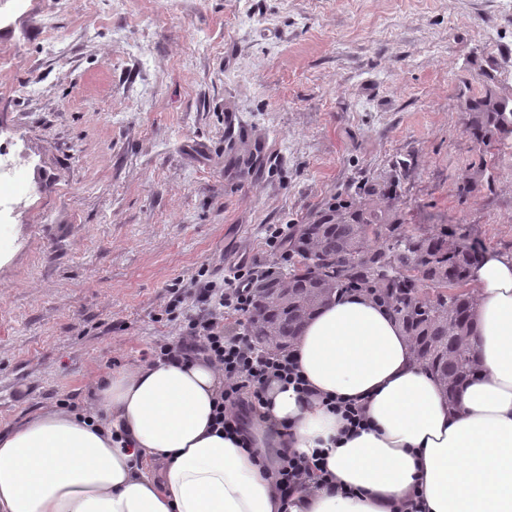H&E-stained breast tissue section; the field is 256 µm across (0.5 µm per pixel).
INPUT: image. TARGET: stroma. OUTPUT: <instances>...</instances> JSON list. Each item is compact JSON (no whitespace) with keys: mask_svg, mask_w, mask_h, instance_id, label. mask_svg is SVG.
Instances as JSON below:
<instances>
[{"mask_svg":"<svg viewBox=\"0 0 512 512\" xmlns=\"http://www.w3.org/2000/svg\"><path fill=\"white\" fill-rule=\"evenodd\" d=\"M0 150L29 187L0 226V433L177 330L169 284L239 260L405 166L406 221L512 253V152L465 101L512 98V0H25L0 19ZM240 139L224 136L226 116ZM467 106L464 132L479 150L494 154L493 149L499 153L512 148L511 99L488 90L483 96L470 99ZM484 181L489 189H492V186L496 181L494 167L488 165V163H483L472 175L466 176L462 180L460 185L457 187L459 197H467L472 191H474V187L477 186L478 183L482 184Z\"/></svg>","mask_w":512,"mask_h":512,"instance_id":"stroma-1","label":"stroma"}]
</instances>
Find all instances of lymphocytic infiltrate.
<instances>
[{
	"mask_svg": "<svg viewBox=\"0 0 512 512\" xmlns=\"http://www.w3.org/2000/svg\"><path fill=\"white\" fill-rule=\"evenodd\" d=\"M267 274L266 267L256 262L237 263L225 287L198 277L189 284L174 282L170 300L164 308L167 321L178 325V336L165 337L152 343L144 360H158L176 365H189L202 360L224 373V387L214 407L216 427L235 431L242 436L244 447H251L249 427L265 404V388L279 381L303 394L311 390L289 354L260 352L242 321L251 310L258 282ZM193 300V311H185V300ZM239 314L234 327L224 324L225 312ZM325 467L321 451L307 458L282 456L274 470V486L281 498L312 480Z\"/></svg>",
	"mask_w": 512,
	"mask_h": 512,
	"instance_id": "f902f5d3",
	"label": "lymphocytic infiltrate"
}]
</instances>
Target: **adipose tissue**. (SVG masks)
Instances as JSON below:
<instances>
[{
	"instance_id": "obj_1",
	"label": "adipose tissue",
	"mask_w": 512,
	"mask_h": 512,
	"mask_svg": "<svg viewBox=\"0 0 512 512\" xmlns=\"http://www.w3.org/2000/svg\"><path fill=\"white\" fill-rule=\"evenodd\" d=\"M472 343L482 370L449 408L436 378L388 313L358 292L305 324L291 353L314 392L271 382L252 448L212 428L224 378L211 365L158 363L113 373L105 419L47 410L0 434V512H512V255L474 271ZM357 401L371 420L346 432L322 396ZM286 422L289 436L270 433ZM323 449L328 477L291 499L277 455Z\"/></svg>"
}]
</instances>
